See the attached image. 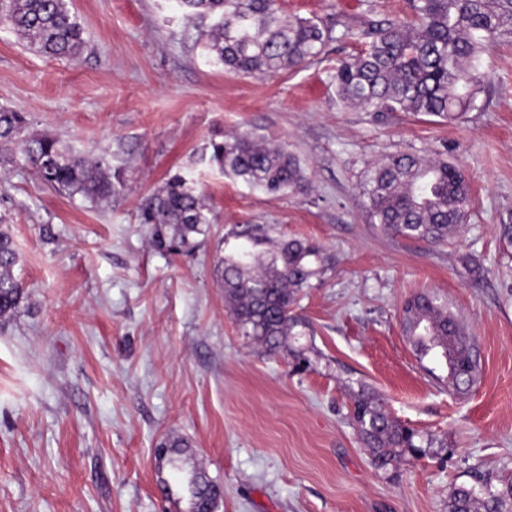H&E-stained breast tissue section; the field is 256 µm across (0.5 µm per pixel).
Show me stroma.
Wrapping results in <instances>:
<instances>
[{
	"mask_svg": "<svg viewBox=\"0 0 512 512\" xmlns=\"http://www.w3.org/2000/svg\"><path fill=\"white\" fill-rule=\"evenodd\" d=\"M279 3L336 27L319 58L272 76L213 63L204 21L171 0H70L86 40L75 61L0 21V107L124 180L95 204L24 162L0 165V222L23 282L0 317V512H166L155 450L174 437L188 443L181 466L221 487L215 512H448L454 488L512 480V39L488 49L463 120L370 112L336 99L333 69L360 49L343 32L408 16L409 0ZM241 133L285 146L307 191L267 194L202 162L211 141ZM403 153L446 158L470 183V216L446 243L369 222L363 172ZM178 172L212 224L169 254L136 215ZM248 224L329 259L300 295L312 330L294 355L253 344L224 301L216 265ZM420 292L446 300L471 336V391L436 379L404 335L402 309ZM363 388L418 431L424 455L374 465L351 419Z\"/></svg>",
	"mask_w": 512,
	"mask_h": 512,
	"instance_id": "35a3bbf8",
	"label": "stroma"
}]
</instances>
